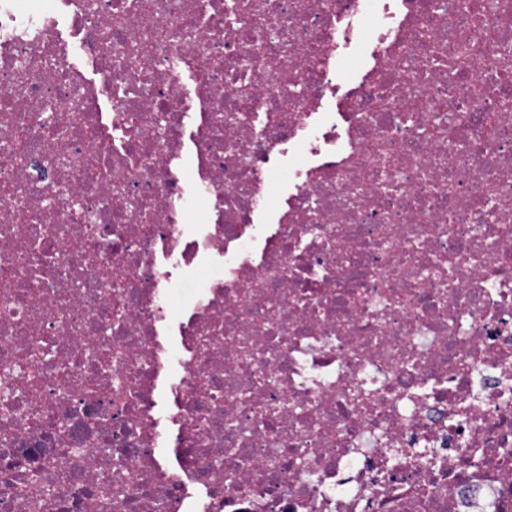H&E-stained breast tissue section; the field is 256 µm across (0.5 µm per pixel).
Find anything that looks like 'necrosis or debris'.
<instances>
[{
    "label": "necrosis or debris",
    "mask_w": 512,
    "mask_h": 512,
    "mask_svg": "<svg viewBox=\"0 0 512 512\" xmlns=\"http://www.w3.org/2000/svg\"><path fill=\"white\" fill-rule=\"evenodd\" d=\"M0 512H512V0H0Z\"/></svg>",
    "instance_id": "1"
}]
</instances>
